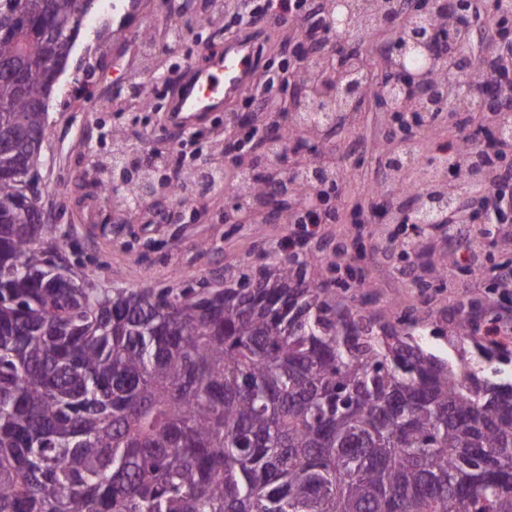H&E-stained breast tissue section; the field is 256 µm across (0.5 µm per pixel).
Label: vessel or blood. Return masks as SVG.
Segmentation results:
<instances>
[{
  "mask_svg": "<svg viewBox=\"0 0 512 512\" xmlns=\"http://www.w3.org/2000/svg\"><path fill=\"white\" fill-rule=\"evenodd\" d=\"M256 49L239 38L218 50H204L200 59L185 65L175 81L167 106V122L175 130L193 129L209 112H222L251 87Z\"/></svg>",
  "mask_w": 512,
  "mask_h": 512,
  "instance_id": "b4317fda",
  "label": "vessel or blood"
}]
</instances>
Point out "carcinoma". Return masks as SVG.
<instances>
[{
    "instance_id": "1",
    "label": "carcinoma",
    "mask_w": 512,
    "mask_h": 512,
    "mask_svg": "<svg viewBox=\"0 0 512 512\" xmlns=\"http://www.w3.org/2000/svg\"><path fill=\"white\" fill-rule=\"evenodd\" d=\"M95 0H0V512H512V378L380 325L287 255L232 288L110 292L63 261L42 195L48 107ZM363 35L391 0H350ZM415 12L401 34L433 28ZM53 60V65L46 64ZM264 140L309 142L335 73ZM448 98L398 101L427 127ZM126 188L151 179L140 165ZM446 166L416 214L448 210Z\"/></svg>"
}]
</instances>
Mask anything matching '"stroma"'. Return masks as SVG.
I'll return each mask as SVG.
<instances>
[{
	"mask_svg": "<svg viewBox=\"0 0 512 512\" xmlns=\"http://www.w3.org/2000/svg\"><path fill=\"white\" fill-rule=\"evenodd\" d=\"M180 2L120 0L97 29L82 31L49 104L41 206L63 235L62 252L74 271L103 288H227L242 273L276 265L281 254L275 245L292 231L280 219L237 220V189L229 177L204 197L161 201L150 217L118 207L90 179L89 152L108 155L119 139L145 150L171 137L173 130L163 118L168 84L153 80L148 65L177 69L198 58L206 46H223L224 24L213 17V0H193L192 28L172 54L148 58L138 52L143 34L157 37L169 30ZM225 119V113H210L197 129L198 139H186L181 153L161 168V176L170 178L176 169L194 172L219 146ZM391 125L390 115L368 99L350 133L318 140V150L343 151V183L333 201L335 223L321 225L306 242L308 248L324 250L323 263L308 267L307 277L338 284L339 300L347 302L349 278L345 269L335 268L332 249L350 248L363 239L366 310L388 323L416 315L417 334L438 357L476 355L478 345L491 343L484 328L503 294L499 268L512 265V248L506 246L512 241V223L494 225L488 236L482 225L473 224L453 240L444 224L428 226L418 237L404 225L354 227L351 210L384 169L377 147L387 140ZM473 247L482 248L484 258L472 273L461 257ZM465 309L475 314L477 329L461 347L455 338Z\"/></svg>",
	"mask_w": 512,
	"mask_h": 512,
	"instance_id": "obj_1",
	"label": "stroma"
}]
</instances>
